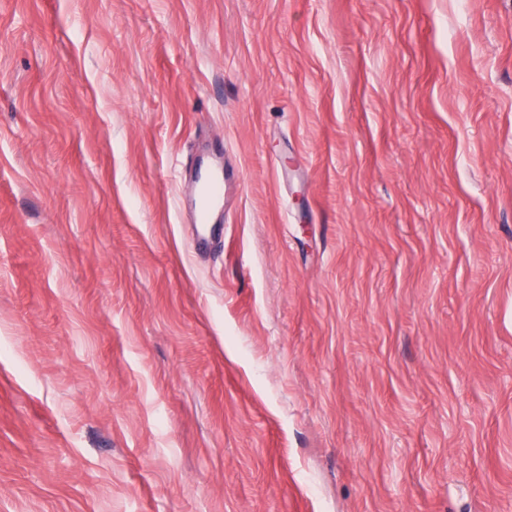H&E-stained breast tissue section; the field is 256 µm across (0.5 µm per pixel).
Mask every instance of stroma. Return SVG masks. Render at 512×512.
<instances>
[{"instance_id": "35a3bbf8", "label": "stroma", "mask_w": 512, "mask_h": 512, "mask_svg": "<svg viewBox=\"0 0 512 512\" xmlns=\"http://www.w3.org/2000/svg\"><path fill=\"white\" fill-rule=\"evenodd\" d=\"M0 512H512V0H0ZM231 176L224 168L211 164L206 165V171L195 167L196 183V220L193 225V247L198 254H211L219 247L223 233L224 192ZM221 212V214H220ZM220 216V217H219Z\"/></svg>"}]
</instances>
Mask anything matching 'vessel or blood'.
I'll return each mask as SVG.
<instances>
[{"label": "vessel or blood", "mask_w": 512, "mask_h": 512, "mask_svg": "<svg viewBox=\"0 0 512 512\" xmlns=\"http://www.w3.org/2000/svg\"><path fill=\"white\" fill-rule=\"evenodd\" d=\"M230 175L224 169L207 165L205 171L195 174L196 220L193 226V247L196 253L211 254L224 236L220 212Z\"/></svg>", "instance_id": "b4317fda"}]
</instances>
